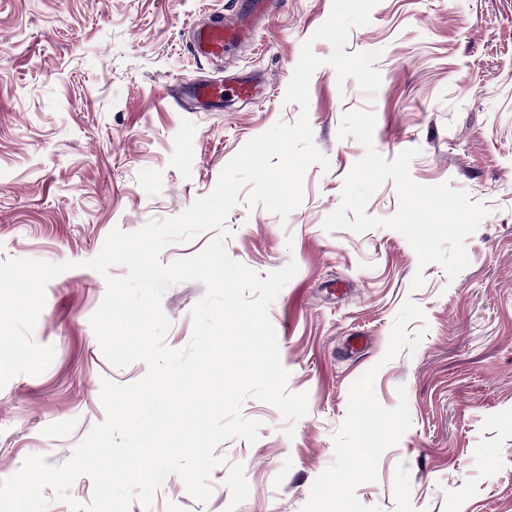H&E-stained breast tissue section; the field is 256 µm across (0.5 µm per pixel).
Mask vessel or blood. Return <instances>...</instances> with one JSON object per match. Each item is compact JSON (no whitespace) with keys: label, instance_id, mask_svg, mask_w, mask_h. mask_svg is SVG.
<instances>
[{"label":"vessel or blood","instance_id":"b4317fda","mask_svg":"<svg viewBox=\"0 0 512 512\" xmlns=\"http://www.w3.org/2000/svg\"><path fill=\"white\" fill-rule=\"evenodd\" d=\"M268 3L269 0H248L244 15L236 22L228 23L217 18L201 26L194 33L195 52L206 58H220L228 47L250 39L253 24L266 14ZM254 91L255 83L248 77L224 85L202 80L190 87L193 98L212 105L221 103L229 94L248 99Z\"/></svg>","mask_w":512,"mask_h":512}]
</instances>
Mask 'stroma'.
Here are the masks:
<instances>
[{"mask_svg": "<svg viewBox=\"0 0 512 512\" xmlns=\"http://www.w3.org/2000/svg\"><path fill=\"white\" fill-rule=\"evenodd\" d=\"M244 2L0 0V261L69 265L47 284L34 331L54 349L50 366L0 389V480L31 455L65 463L106 418L103 382L148 370L110 364L90 323L107 276L126 273L88 266L108 234L178 216L246 142L303 111L284 98L333 0H273L253 40L193 56V27ZM313 42L323 64L304 111L330 167L308 168L288 218L243 200L225 221L229 257L260 277L297 265L269 319L307 412L289 422L248 399L259 438L216 447L208 502L172 474L130 512H512V0H380L345 47L378 52L371 98L355 79L338 83L331 45ZM239 75L271 89L217 106L184 94ZM359 109L374 112L386 159L419 148L414 181L488 207L455 278L419 266L395 230H324L364 154L338 136ZM204 293L198 281L165 291L169 347L188 345Z\"/></svg>", "mask_w": 512, "mask_h": 512, "instance_id": "stroma-1", "label": "stroma"}]
</instances>
